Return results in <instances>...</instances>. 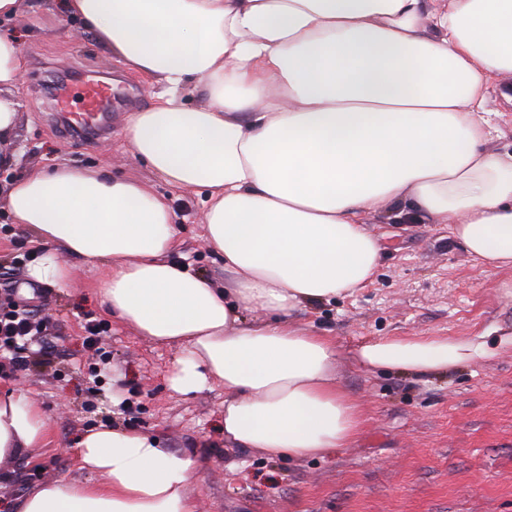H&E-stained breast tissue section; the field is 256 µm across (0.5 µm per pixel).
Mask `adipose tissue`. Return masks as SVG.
Masks as SVG:
<instances>
[{"label":"adipose tissue","instance_id":"obj_1","mask_svg":"<svg viewBox=\"0 0 512 512\" xmlns=\"http://www.w3.org/2000/svg\"><path fill=\"white\" fill-rule=\"evenodd\" d=\"M124 66L159 86L125 138L155 178L204 193L203 237L224 286L172 261L169 198L106 169L36 168L0 190L11 223L47 242L35 282L63 287L75 254L102 272L104 305L135 334L182 353L183 395L224 389V440L269 460L345 447L359 405L340 351L291 314L370 281V215L446 225L493 269L512 268V153L489 147L491 87L512 77V0H45ZM0 0V166L16 161L27 60ZM202 103L187 105L189 86ZM445 337L380 339L364 369L428 373L489 357ZM48 418L0 394V468L44 447ZM80 469L32 489L16 512H196L197 457L113 427L78 442Z\"/></svg>","mask_w":512,"mask_h":512}]
</instances>
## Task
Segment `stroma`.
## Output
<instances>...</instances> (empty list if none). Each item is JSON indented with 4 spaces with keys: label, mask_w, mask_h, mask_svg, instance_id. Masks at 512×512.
I'll return each instance as SVG.
<instances>
[{
    "label": "stroma",
    "mask_w": 512,
    "mask_h": 512,
    "mask_svg": "<svg viewBox=\"0 0 512 512\" xmlns=\"http://www.w3.org/2000/svg\"><path fill=\"white\" fill-rule=\"evenodd\" d=\"M29 66L19 84L24 104L15 171L72 165L106 167L146 184L149 168L124 137L129 113L148 108L146 80L124 71L75 21L35 0L18 21ZM93 72L112 78L110 135L68 137L56 123L46 76ZM177 215L174 260L216 283L224 259L208 249L199 195L167 189ZM368 229L382 251L373 281L353 295L304 306L298 327L332 338L340 351L385 338L445 336L480 342L487 360L425 375L396 369L367 372L341 360L337 373L359 403L363 424L344 448L324 458L267 461L224 441V391L182 396L169 379L180 351L137 336L106 309L99 269L69 255L68 286L33 284L29 263L43 244L0 215V309L25 305L49 317L58 356L51 368L0 371V389H24L46 413V447L13 464L0 484V512L51 478L95 482L76 466L79 437L108 423L152 435L160 447L198 456L191 495L198 512H512V269L481 265L441 224H400L373 217ZM105 328L108 363L82 347L83 324Z\"/></svg>",
    "instance_id": "35a3bbf8"
}]
</instances>
